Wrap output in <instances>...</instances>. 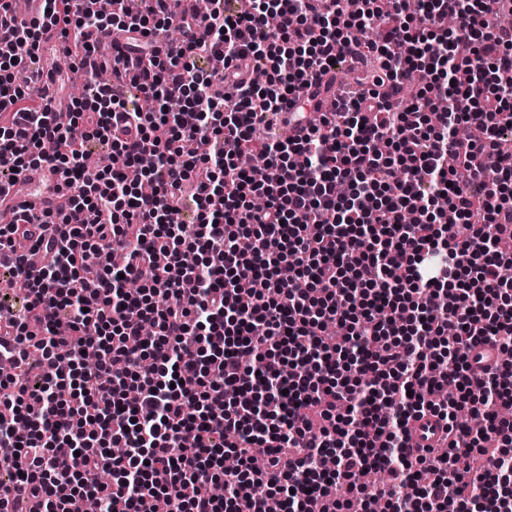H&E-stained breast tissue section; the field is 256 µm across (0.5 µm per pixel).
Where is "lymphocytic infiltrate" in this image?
<instances>
[{"instance_id": "f902f5d3", "label": "lymphocytic infiltrate", "mask_w": 512, "mask_h": 512, "mask_svg": "<svg viewBox=\"0 0 512 512\" xmlns=\"http://www.w3.org/2000/svg\"><path fill=\"white\" fill-rule=\"evenodd\" d=\"M0 0V184L65 175L70 205L45 264L7 260L24 304L0 320V471L44 512H512V25L504 0ZM453 26H444L445 18ZM180 38L159 47L158 34ZM134 33L143 111L98 77L88 30ZM57 31L68 70L43 72ZM376 62L371 90L337 102L300 142L257 140L339 52ZM223 57L265 73L224 93ZM92 86L55 118L67 71ZM422 85L413 98L385 87ZM95 139L124 157L89 169ZM259 155L257 169L239 167ZM192 181L194 221L182 220ZM94 350L87 364L83 353ZM481 416L461 426L458 410ZM446 423L414 452L409 425ZM494 451L496 470L471 467ZM237 466L224 468L225 455ZM111 482H104V475ZM220 483L224 493H201Z\"/></svg>"}]
</instances>
